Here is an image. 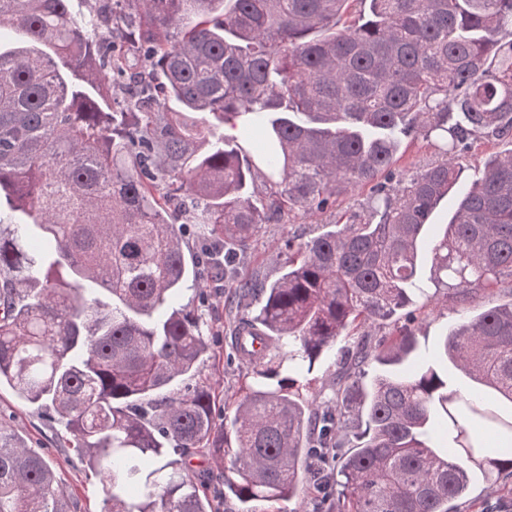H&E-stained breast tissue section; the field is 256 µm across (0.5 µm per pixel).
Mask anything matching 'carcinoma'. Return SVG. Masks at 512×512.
<instances>
[{
  "label": "carcinoma",
  "mask_w": 512,
  "mask_h": 512,
  "mask_svg": "<svg viewBox=\"0 0 512 512\" xmlns=\"http://www.w3.org/2000/svg\"><path fill=\"white\" fill-rule=\"evenodd\" d=\"M241 124L256 142L215 131ZM478 134L512 139V0H0V385L64 425L102 512H213L197 448L243 505L311 487L316 512H457L471 471L512 478V301L479 306L512 286V148L464 179ZM405 138L453 161L397 180ZM300 215L333 229L286 237L273 281L235 276ZM181 218L256 305L219 426ZM417 295L461 312L432 354L400 323ZM333 353V397L304 395ZM0 512H69L2 429Z\"/></svg>",
  "instance_id": "obj_1"
}]
</instances>
